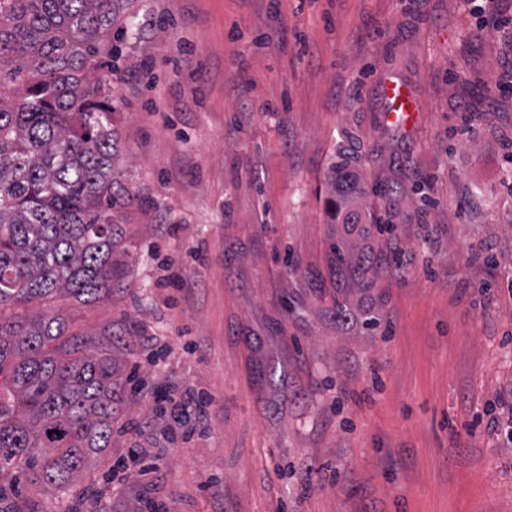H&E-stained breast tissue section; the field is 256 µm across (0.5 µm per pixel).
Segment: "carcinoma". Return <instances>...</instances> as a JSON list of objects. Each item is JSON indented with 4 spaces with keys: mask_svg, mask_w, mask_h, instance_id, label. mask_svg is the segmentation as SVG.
<instances>
[{
    "mask_svg": "<svg viewBox=\"0 0 512 512\" xmlns=\"http://www.w3.org/2000/svg\"><path fill=\"white\" fill-rule=\"evenodd\" d=\"M123 0H0V481L75 485L109 447L125 384L112 350L90 351L55 302L85 304L125 272L112 259L147 201L121 181L118 101L102 49ZM359 154L342 147L326 180L330 283L313 279L336 322L380 325L369 294L384 253Z\"/></svg>",
    "mask_w": 512,
    "mask_h": 512,
    "instance_id": "1",
    "label": "carcinoma"
}]
</instances>
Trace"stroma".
Here are the masks:
<instances>
[{
  "label": "stroma",
  "mask_w": 512,
  "mask_h": 512,
  "mask_svg": "<svg viewBox=\"0 0 512 512\" xmlns=\"http://www.w3.org/2000/svg\"><path fill=\"white\" fill-rule=\"evenodd\" d=\"M511 16L512 0L476 17L463 0H127L105 76L122 181L148 207L122 283L58 306L116 331L123 379L212 402L173 427L125 397L80 486L27 492L30 512H86L134 446L155 468L101 512H512ZM389 75L418 99L410 130L383 120ZM349 145L403 247L375 285L384 336L336 323L306 276L327 270L325 176Z\"/></svg>",
  "instance_id": "35a3bbf8"
}]
</instances>
